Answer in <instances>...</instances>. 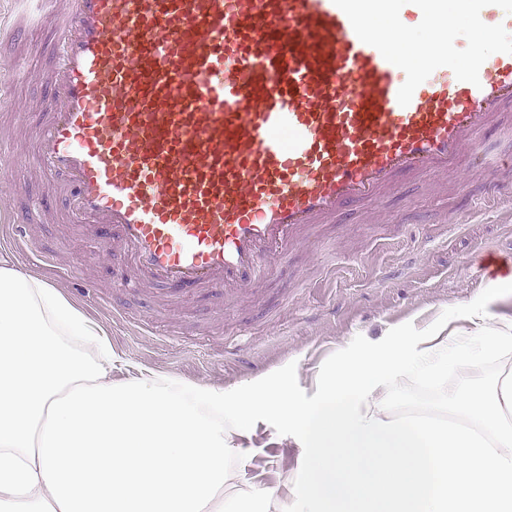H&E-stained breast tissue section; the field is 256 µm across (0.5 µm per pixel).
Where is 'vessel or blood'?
<instances>
[{
  "instance_id": "vessel-or-blood-1",
  "label": "vessel or blood",
  "mask_w": 512,
  "mask_h": 512,
  "mask_svg": "<svg viewBox=\"0 0 512 512\" xmlns=\"http://www.w3.org/2000/svg\"><path fill=\"white\" fill-rule=\"evenodd\" d=\"M436 26L428 59L398 54L363 19ZM28 43L50 19L56 62L35 104L39 196L0 213L27 251L50 201L102 228L170 301L235 293L287 266L314 225L374 204L394 183L457 170L512 112V38L458 66L448 0H32ZM474 21L512 26L505 0H467Z\"/></svg>"
}]
</instances>
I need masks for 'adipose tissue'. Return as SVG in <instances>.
I'll list each match as a JSON object with an SVG mask.
<instances>
[{
    "instance_id": "1",
    "label": "adipose tissue",
    "mask_w": 512,
    "mask_h": 512,
    "mask_svg": "<svg viewBox=\"0 0 512 512\" xmlns=\"http://www.w3.org/2000/svg\"><path fill=\"white\" fill-rule=\"evenodd\" d=\"M460 313L476 337L443 323L372 344L319 371L311 401L284 383L224 391L148 370L117 382L106 330L0 261V512H275V490L230 464L259 416L301 449L293 512H512V319ZM490 358L507 370L451 393L447 414L392 416L402 380Z\"/></svg>"
}]
</instances>
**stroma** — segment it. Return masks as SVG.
<instances>
[{
	"label": "stroma",
	"mask_w": 512,
	"mask_h": 512,
	"mask_svg": "<svg viewBox=\"0 0 512 512\" xmlns=\"http://www.w3.org/2000/svg\"><path fill=\"white\" fill-rule=\"evenodd\" d=\"M34 40L33 52L14 41L0 43V64L18 72L0 92V169L21 176L33 195L45 176L32 161L29 129L20 118L45 93L41 80L53 64L51 29ZM496 180L499 190H490L474 168L437 179L414 177L371 209L308 231L286 273L259 279L237 295L202 291L170 306L134 270L127 275L130 287H113L121 250H107L91 225L58 224L48 211L31 227L38 251L13 263L52 284L105 328L119 358L113 379L145 369L233 389L283 378L295 395L310 399L320 369L371 343L422 336L440 323L466 329L461 306L484 302L487 288L474 259L486 248L512 252V167ZM460 212L463 223H445V215ZM43 251L53 255V268L41 266ZM84 286L89 296L79 295ZM110 302L123 308L126 320L106 311ZM463 383L453 372L439 385L403 384L395 407L406 411L423 397L441 404ZM240 445L246 450L243 475L259 486L279 487L301 466L298 447L274 418L257 417Z\"/></svg>",
	"instance_id": "35a3bbf8"
}]
</instances>
